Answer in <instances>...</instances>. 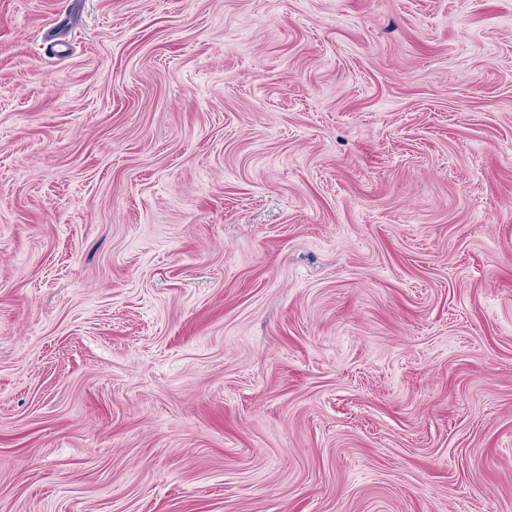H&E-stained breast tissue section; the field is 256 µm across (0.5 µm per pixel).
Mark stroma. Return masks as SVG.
Segmentation results:
<instances>
[{
  "label": "stroma",
  "instance_id": "1",
  "mask_svg": "<svg viewBox=\"0 0 512 512\" xmlns=\"http://www.w3.org/2000/svg\"><path fill=\"white\" fill-rule=\"evenodd\" d=\"M0 512H512V0H0Z\"/></svg>",
  "mask_w": 512,
  "mask_h": 512
}]
</instances>
